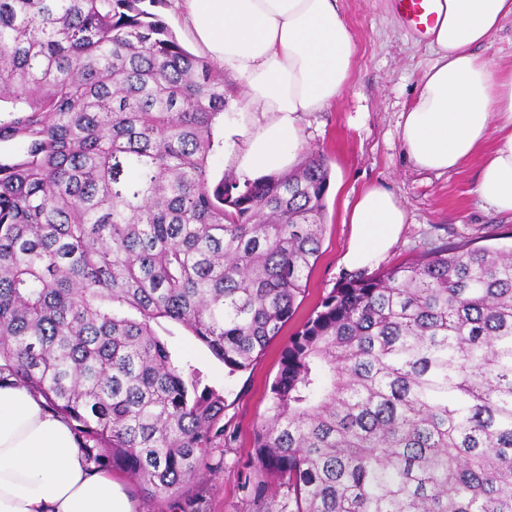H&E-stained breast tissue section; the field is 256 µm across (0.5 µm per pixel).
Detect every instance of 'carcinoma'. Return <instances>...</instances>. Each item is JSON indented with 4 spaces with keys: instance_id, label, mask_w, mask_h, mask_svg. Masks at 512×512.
<instances>
[{
    "instance_id": "obj_1",
    "label": "carcinoma",
    "mask_w": 512,
    "mask_h": 512,
    "mask_svg": "<svg viewBox=\"0 0 512 512\" xmlns=\"http://www.w3.org/2000/svg\"><path fill=\"white\" fill-rule=\"evenodd\" d=\"M162 0H0V373L161 501L224 442L228 373L296 312L330 168L215 181L224 73ZM279 512H512V248L466 243L332 289L280 354L254 434Z\"/></svg>"
}]
</instances>
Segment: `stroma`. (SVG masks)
I'll return each instance as SVG.
<instances>
[{"instance_id":"stroma-1","label":"stroma","mask_w":512,"mask_h":512,"mask_svg":"<svg viewBox=\"0 0 512 512\" xmlns=\"http://www.w3.org/2000/svg\"><path fill=\"white\" fill-rule=\"evenodd\" d=\"M337 6L355 43L351 75L334 104L301 122L305 147L322 153L331 168L322 254L294 318L246 370L228 374L185 328L169 325L165 338L170 349L191 356L208 383L224 392L226 443L213 450L198 481L162 502L145 497L121 470H113L132 512H256L251 496L258 475L254 432L265 416L280 352L321 298L355 274L344 260L351 232L344 219L361 189L384 187L407 211L408 222L382 267L460 241L512 246V216L495 212L475 192L476 161L444 173L425 171L402 146L401 114L434 57L428 38L400 20L394 0H338Z\"/></svg>"}]
</instances>
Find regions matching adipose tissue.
<instances>
[{
	"instance_id": "adipose-tissue-1",
	"label": "adipose tissue",
	"mask_w": 512,
	"mask_h": 512,
	"mask_svg": "<svg viewBox=\"0 0 512 512\" xmlns=\"http://www.w3.org/2000/svg\"><path fill=\"white\" fill-rule=\"evenodd\" d=\"M185 18L212 61L242 80L259 121L224 123L229 170L257 179L296 164L304 116L340 96L355 46L337 0H184ZM428 32L434 59L402 113L400 140L413 163L445 172L479 159V197L512 214V69L477 54L512 18V0H440ZM345 254L375 265L398 240L407 211L390 191L362 190L348 213ZM0 512H131L110 472L85 459L70 422L43 397L0 383Z\"/></svg>"
}]
</instances>
